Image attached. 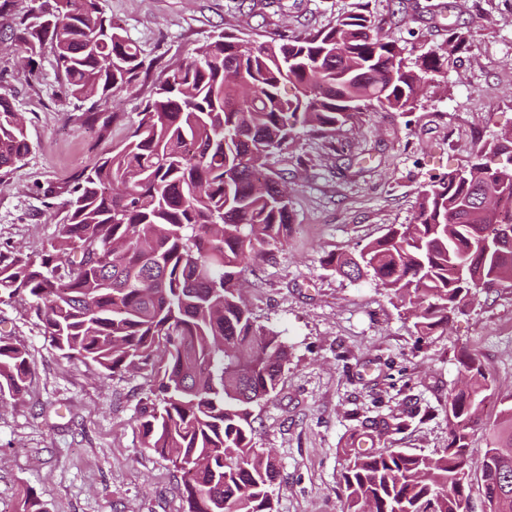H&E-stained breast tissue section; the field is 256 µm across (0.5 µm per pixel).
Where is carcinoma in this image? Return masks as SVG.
Masks as SVG:
<instances>
[{
    "label": "carcinoma",
    "instance_id": "obj_1",
    "mask_svg": "<svg viewBox=\"0 0 512 512\" xmlns=\"http://www.w3.org/2000/svg\"><path fill=\"white\" fill-rule=\"evenodd\" d=\"M55 5L52 28L11 11L10 39L29 59L49 50L63 93L106 100L133 87L145 67L139 46L97 0ZM448 66L447 53L405 56L374 30L366 9L305 35L255 43L220 31L153 88L127 137L76 172L61 203L64 222L32 256L0 249V302L27 300L49 346L95 363L106 376L147 373L137 425L145 448L181 473L185 512H275L276 458L256 447L254 407L274 395L289 361L281 336L242 296L245 272L288 241L291 199L267 172L308 130H336L375 103L410 112L420 84ZM291 84L293 97L280 87ZM27 126L0 92V184L30 153ZM470 166L421 194L415 220L324 264L375 285L414 318L421 336L448 329L480 292L512 288V192L498 210L481 194L512 187V137L485 142ZM468 390L448 400L459 430L435 456L377 443L403 422H361L339 484L343 512H471L472 461L462 453L489 389L469 358ZM32 366L0 335V400L23 396ZM485 452L512 448V396ZM486 512H512V453L480 462Z\"/></svg>",
    "mask_w": 512,
    "mask_h": 512
}]
</instances>
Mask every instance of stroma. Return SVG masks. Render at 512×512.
Wrapping results in <instances>:
<instances>
[{
  "label": "stroma",
  "mask_w": 512,
  "mask_h": 512,
  "mask_svg": "<svg viewBox=\"0 0 512 512\" xmlns=\"http://www.w3.org/2000/svg\"><path fill=\"white\" fill-rule=\"evenodd\" d=\"M359 2L281 0L252 13L240 0H98L153 64L105 102L60 97L51 55L28 65L0 31V75L31 141L0 186V246L40 253L64 218L48 211L46 192L65 198L71 176L125 138L156 79L214 33L301 34ZM367 2L379 34L416 56L444 50L451 27L470 36L412 111L372 106L334 142L304 133L268 159L288 183L293 230L248 276L246 297L291 353L277 393L254 409L256 445L272 450L281 471L277 512H341L342 450L365 418L418 406L427 418L386 436L382 447L426 455L447 448L448 397L465 358L482 361L490 384L469 437L472 459L486 448L502 397L512 395V289L478 295L447 333L420 336L370 277L353 281L324 264L327 254L353 252L412 223L426 186L512 127V0ZM86 112L99 113L96 126L84 125ZM0 330L26 349L33 368L22 399L0 401V512H22L30 494L43 512H184L180 472L143 448L135 423L145 373L106 378L92 362L62 358L19 302L0 303Z\"/></svg>",
  "instance_id": "35a3bbf8"
}]
</instances>
